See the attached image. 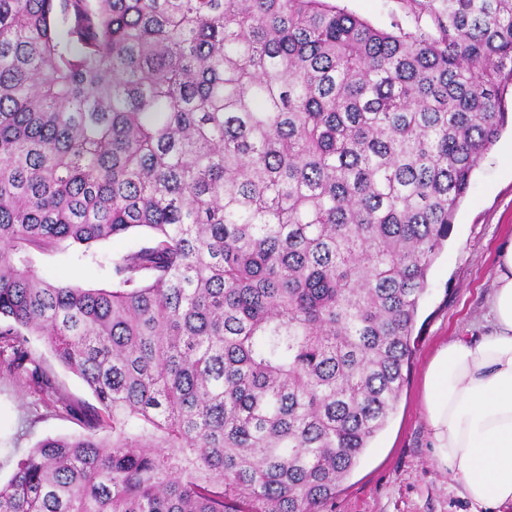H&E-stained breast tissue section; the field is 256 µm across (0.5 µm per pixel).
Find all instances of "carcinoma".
Returning <instances> with one entry per match:
<instances>
[{
	"instance_id": "1",
	"label": "carcinoma",
	"mask_w": 512,
	"mask_h": 512,
	"mask_svg": "<svg viewBox=\"0 0 512 512\" xmlns=\"http://www.w3.org/2000/svg\"><path fill=\"white\" fill-rule=\"evenodd\" d=\"M0 0V365L91 390L0 512H321L385 428L512 0ZM144 229L112 290L29 250ZM109 431L112 436L104 435ZM336 4L347 6L360 17L382 28L390 27L393 13H401L396 0H336Z\"/></svg>"
}]
</instances>
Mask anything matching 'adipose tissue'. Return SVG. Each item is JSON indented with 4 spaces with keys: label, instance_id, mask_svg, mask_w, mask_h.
<instances>
[{
    "label": "adipose tissue",
    "instance_id": "1",
    "mask_svg": "<svg viewBox=\"0 0 512 512\" xmlns=\"http://www.w3.org/2000/svg\"><path fill=\"white\" fill-rule=\"evenodd\" d=\"M423 403L434 457L471 512L512 505V241L501 250L487 332L437 350Z\"/></svg>",
    "mask_w": 512,
    "mask_h": 512
}]
</instances>
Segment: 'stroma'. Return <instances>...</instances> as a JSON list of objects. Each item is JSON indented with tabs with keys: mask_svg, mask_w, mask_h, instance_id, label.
<instances>
[{
	"mask_svg": "<svg viewBox=\"0 0 512 512\" xmlns=\"http://www.w3.org/2000/svg\"><path fill=\"white\" fill-rule=\"evenodd\" d=\"M146 237L135 230L90 248L62 243L31 250L32 265L48 279L90 289L111 288L113 255ZM512 240V127H506L475 170L459 206L454 230L429 275L413 336L408 381L385 429L342 483L326 512H469L457 482L433 460L423 419V376L437 349L458 336L487 329L489 299L500 248ZM33 351L49 369L60 398L52 402L25 380L0 370V481L17 459L48 436L80 429L69 408L95 399L83 381L63 367L41 342Z\"/></svg>",
	"mask_w": 512,
	"mask_h": 512,
	"instance_id": "stroma-1",
	"label": "stroma"
}]
</instances>
